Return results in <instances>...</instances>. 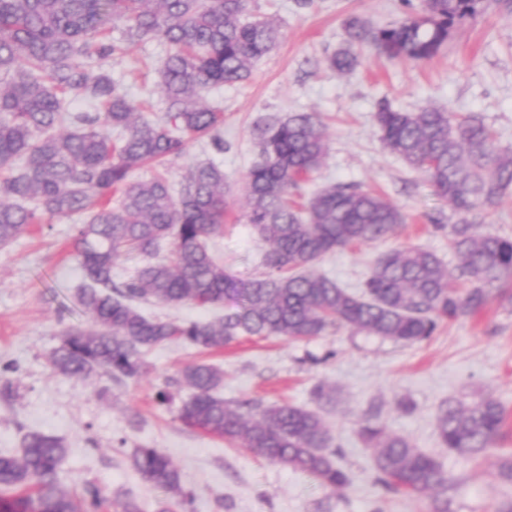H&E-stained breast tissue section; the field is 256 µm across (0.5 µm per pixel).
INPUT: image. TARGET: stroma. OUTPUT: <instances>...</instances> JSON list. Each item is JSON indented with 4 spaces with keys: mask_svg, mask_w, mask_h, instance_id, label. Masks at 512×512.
<instances>
[{
    "mask_svg": "<svg viewBox=\"0 0 512 512\" xmlns=\"http://www.w3.org/2000/svg\"><path fill=\"white\" fill-rule=\"evenodd\" d=\"M255 11L275 14L276 46L255 62L251 76L206 88L202 100L220 109L223 149L209 139L190 142L168 162L166 176L179 185L185 171L210 162L224 171L232 206L224 234L211 242L239 277L263 273L267 244L246 224L243 184L255 157L254 124L276 114L318 113L326 126L328 155L306 192L330 184L359 183L383 194L406 216L405 224L374 246L338 249L314 267L350 292H360L377 255L391 248L436 253L448 270L459 260L448 248L447 229L436 216H451L420 173L386 151L374 121L379 101L416 112L439 107L476 114L493 128L499 146L512 149V14L488 8L464 20L447 49L423 63L389 60L365 48L352 72L331 69L328 58L344 47V23L361 17L375 25L400 19V0H250ZM170 50L154 39L135 44L112 63V75L130 98L147 101L145 118L165 112L156 63ZM78 218L37 224L0 248V384L13 390L0 399V452L19 453L23 436L39 431L62 439L65 489L95 486L111 500L134 498L143 512H157L168 495L130 466L140 445L170 459L195 498L197 512H428L426 496L386 492L373 480V453L358 433L360 417L375 414L388 432L408 437L434 454L454 477L448 512H501L512 505V483L498 475L500 458L512 455V420L498 447L469 457L437 443L439 404L456 398L471 404L491 395L512 416V301L492 289L483 309L444 324L428 340L404 345L351 329L311 339L243 336L218 351L164 343L144 357L145 372L122 382L91 375L69 378L52 366L62 332L90 327L74 299L82 272L72 256ZM219 366L225 401L256 408L293 403L319 412L342 451L349 485L329 490L305 474L269 462L251 449L186 426L179 409L189 395L181 379L190 363ZM336 389L334 405H322L317 385ZM107 396H99L100 388ZM170 403H157L159 389ZM410 399L412 412L397 410Z\"/></svg>",
    "mask_w": 512,
    "mask_h": 512,
    "instance_id": "stroma-1",
    "label": "stroma"
}]
</instances>
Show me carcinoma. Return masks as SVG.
<instances>
[{
	"instance_id": "carcinoma-1",
	"label": "carcinoma",
	"mask_w": 512,
	"mask_h": 512,
	"mask_svg": "<svg viewBox=\"0 0 512 512\" xmlns=\"http://www.w3.org/2000/svg\"><path fill=\"white\" fill-rule=\"evenodd\" d=\"M485 2L422 0L421 10L384 27L352 17L348 47L329 57L330 66L353 71L355 45L388 59L430 60L447 47L458 22L484 12ZM279 34L278 20L251 12L249 0H0V247L51 218H85L76 242L85 282L74 298L93 328L64 330L52 355L60 374L134 380L144 373V355L159 344L220 350L241 335L309 339L351 327L413 344L433 336L440 323L482 309L489 289L512 286V237L480 230L483 211L512 186V151L498 148L476 115L435 107L407 112L387 103L374 115L384 147L451 204L448 243L460 259L453 277L436 254L417 248L380 254L359 294L311 271L326 254L383 241L406 220L356 183L330 185L300 205L290 198L328 155L325 126L313 113L268 116L255 128L257 157L244 193L246 223L269 244L258 277L241 278L212 254L209 240L221 234L228 212L222 169L198 164L176 190L160 173L133 179L142 167L182 156L193 139L209 137L224 148L217 134L224 115L200 103L199 90L248 78ZM153 39L173 47L158 67L168 106L154 119H139V107L111 75V61ZM69 95L99 111H69ZM165 243L171 248L161 258ZM130 256L142 265L115 281L113 266ZM142 303L226 309L215 320L185 322L149 316ZM182 380L192 390L180 408L184 424L332 491L350 482L318 413L288 403L245 413L217 395L220 372L205 363L186 366ZM506 419L491 395L473 404L450 398L437 410L439 446L461 455L489 451ZM359 434L373 449L376 483L406 495L432 494L433 512H448L453 478L435 456L388 433L373 415L360 419ZM67 451L59 438L32 431L21 455L0 453V512L111 506L96 487L81 495L62 488L58 464ZM131 464L182 509L193 504L179 470L156 449L136 448Z\"/></svg>"
}]
</instances>
